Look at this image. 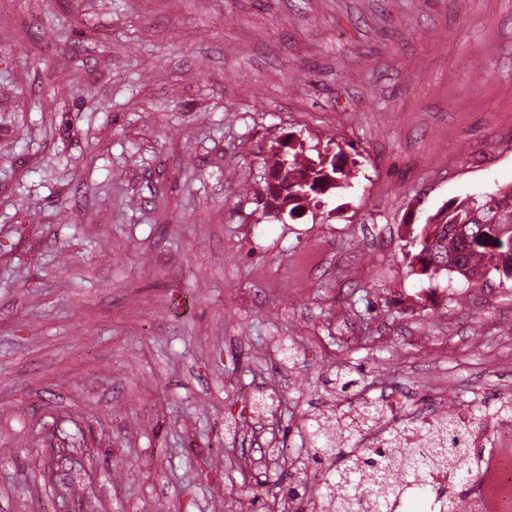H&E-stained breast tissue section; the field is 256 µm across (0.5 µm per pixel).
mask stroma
Here are the masks:
<instances>
[{"mask_svg":"<svg viewBox=\"0 0 512 512\" xmlns=\"http://www.w3.org/2000/svg\"><path fill=\"white\" fill-rule=\"evenodd\" d=\"M291 138L350 186L279 220ZM510 185L512 0H0V512H243L354 401L512 403V280L435 305L406 256Z\"/></svg>","mask_w":512,"mask_h":512,"instance_id":"stroma-1","label":"stroma"}]
</instances>
